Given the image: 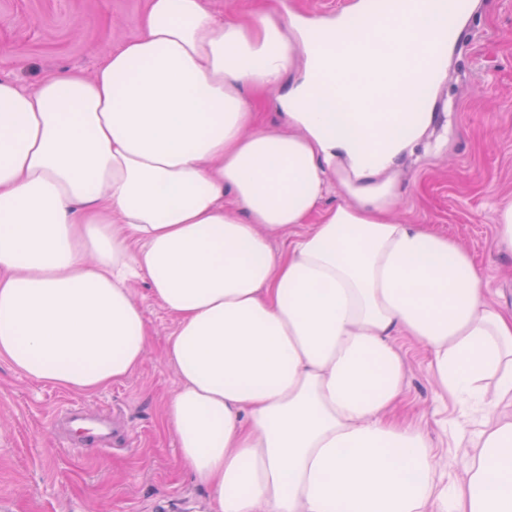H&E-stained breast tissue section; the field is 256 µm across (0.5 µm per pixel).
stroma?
Returning a JSON list of instances; mask_svg holds the SVG:
<instances>
[{"label":"stroma","mask_w":512,"mask_h":512,"mask_svg":"<svg viewBox=\"0 0 512 512\" xmlns=\"http://www.w3.org/2000/svg\"><path fill=\"white\" fill-rule=\"evenodd\" d=\"M145 0H0V79L35 88L47 75L93 76L121 42L139 33ZM434 119L395 174L397 220L427 224L471 255L490 302L512 312V255L497 251L495 204L512 198V0H468L445 77L428 98ZM150 329L141 367L124 382L79 393L34 381L0 360V512H207V491L185 469L164 405L180 380L165 352L174 319L133 290ZM406 363L400 412L437 448L438 473L462 477L469 448L456 428L480 415L440 395L429 356L396 337ZM119 404L116 431L131 446L92 451L60 446L49 426L79 405L91 414Z\"/></svg>","instance_id":"obj_1"}]
</instances>
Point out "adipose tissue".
<instances>
[{
	"label": "adipose tissue",
	"mask_w": 512,
	"mask_h": 512,
	"mask_svg": "<svg viewBox=\"0 0 512 512\" xmlns=\"http://www.w3.org/2000/svg\"><path fill=\"white\" fill-rule=\"evenodd\" d=\"M458 31L436 0L332 20L146 0L94 77L0 80V359L77 392L122 382L150 336L144 280L175 321L165 421L210 512H512V313L452 239L391 217L432 118L416 90L448 66L429 45ZM399 336L484 412L452 485L392 415Z\"/></svg>",
	"instance_id": "1"
}]
</instances>
